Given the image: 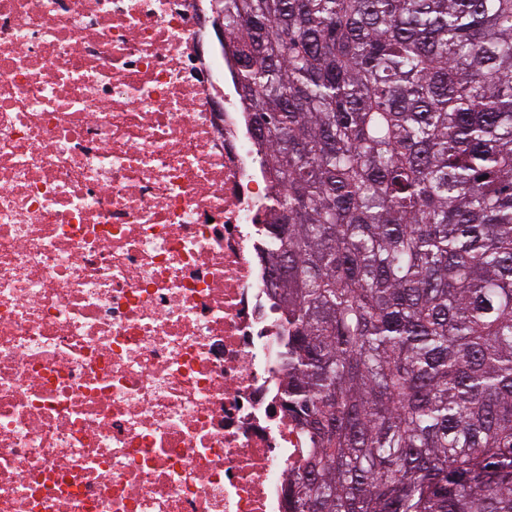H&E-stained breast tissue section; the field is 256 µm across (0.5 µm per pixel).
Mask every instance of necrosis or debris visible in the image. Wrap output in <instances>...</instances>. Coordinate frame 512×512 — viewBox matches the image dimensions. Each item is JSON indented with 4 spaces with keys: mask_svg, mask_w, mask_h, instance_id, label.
Listing matches in <instances>:
<instances>
[{
    "mask_svg": "<svg viewBox=\"0 0 512 512\" xmlns=\"http://www.w3.org/2000/svg\"><path fill=\"white\" fill-rule=\"evenodd\" d=\"M212 0H0V512H286L270 183Z\"/></svg>",
    "mask_w": 512,
    "mask_h": 512,
    "instance_id": "necrosis-or-debris-1",
    "label": "necrosis or debris"
}]
</instances>
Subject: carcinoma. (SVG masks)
I'll list each match as a JSON object with an SVG mask.
<instances>
[{
    "label": "carcinoma",
    "mask_w": 512,
    "mask_h": 512,
    "mask_svg": "<svg viewBox=\"0 0 512 512\" xmlns=\"http://www.w3.org/2000/svg\"><path fill=\"white\" fill-rule=\"evenodd\" d=\"M288 252V512H512V0H223Z\"/></svg>",
    "instance_id": "carcinoma-1"
}]
</instances>
